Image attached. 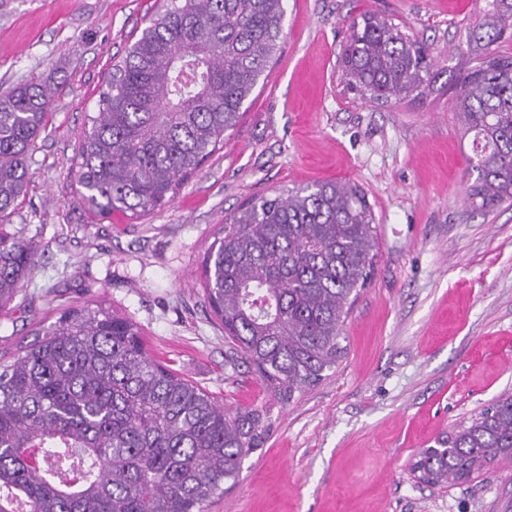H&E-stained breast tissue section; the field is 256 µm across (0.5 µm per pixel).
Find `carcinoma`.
<instances>
[{
	"label": "carcinoma",
	"instance_id": "cac0c4a2",
	"mask_svg": "<svg viewBox=\"0 0 512 512\" xmlns=\"http://www.w3.org/2000/svg\"><path fill=\"white\" fill-rule=\"evenodd\" d=\"M285 0H167L99 93L78 147L80 195L101 215L161 210L224 145L280 48ZM512 0H487L472 36L479 63L455 94L473 135L468 198L512 201ZM349 85L401 101L436 82L428 44L374 14L352 21ZM50 92L36 83L0 99V219L29 179L28 148ZM376 226L364 193L338 181L261 194L224 217L204 257L203 293L232 357L279 395L319 384L344 353V320L373 270ZM39 246L0 233V314L23 291ZM0 363V512H206L264 439L256 408L229 410L148 352L132 321L69 307ZM512 463V396L422 449L423 480L468 479L482 460Z\"/></svg>",
	"mask_w": 512,
	"mask_h": 512
}]
</instances>
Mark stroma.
Returning <instances> with one entry per match:
<instances>
[{"label":"stroma","mask_w":512,"mask_h":512,"mask_svg":"<svg viewBox=\"0 0 512 512\" xmlns=\"http://www.w3.org/2000/svg\"><path fill=\"white\" fill-rule=\"evenodd\" d=\"M165 0H0V98L54 86L32 178L0 231L41 256L0 316V361L69 306L106 307L141 328L149 353L223 401L263 415L264 440L209 512H512V470L419 482L435 438L512 394V205L484 210L456 87L478 59L467 39L486 0H286L281 52L232 135L164 209L91 212L72 173L105 76ZM367 14L429 44L426 93L371 102L350 91L341 53ZM338 180L365 194L373 273L344 323L335 371L281 403L248 364H228L207 308L202 261L225 215L254 196Z\"/></svg>","instance_id":"stroma-1"}]
</instances>
